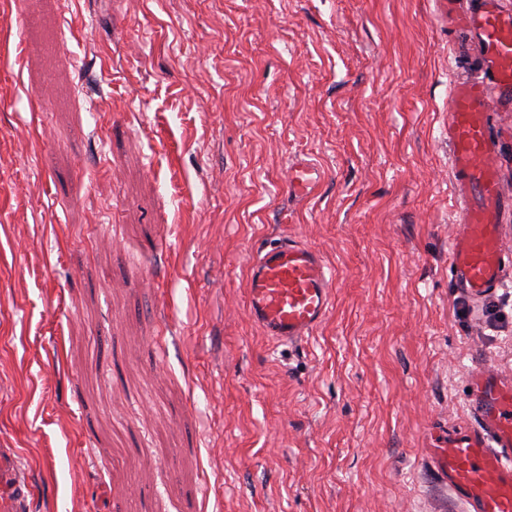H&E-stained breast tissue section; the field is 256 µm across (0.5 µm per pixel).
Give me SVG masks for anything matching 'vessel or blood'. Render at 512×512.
I'll list each match as a JSON object with an SVG mask.
<instances>
[{"label":"vessel or blood","mask_w":512,"mask_h":512,"mask_svg":"<svg viewBox=\"0 0 512 512\" xmlns=\"http://www.w3.org/2000/svg\"><path fill=\"white\" fill-rule=\"evenodd\" d=\"M448 26L473 36L482 50V76L453 82L448 95V146L452 191L462 219L450 245L449 269L458 288L480 299L501 287L512 269L502 246L504 211L498 165L499 137L491 97L512 106V13L501 0H476L465 12L448 10ZM322 172L307 161L291 165L288 192L311 194ZM247 310L276 343H300L326 320L333 307L334 276L323 257L288 239L268 245L253 258L247 278ZM475 427L448 435L431 449L438 477L469 506V512H512V383L476 370L470 382ZM14 456L0 448V498L16 499L21 488Z\"/></svg>","instance_id":"1"}]
</instances>
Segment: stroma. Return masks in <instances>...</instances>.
I'll list each match as a JSON object with an SVG mask.
<instances>
[{
	"label": "stroma",
	"instance_id": "1",
	"mask_svg": "<svg viewBox=\"0 0 512 512\" xmlns=\"http://www.w3.org/2000/svg\"><path fill=\"white\" fill-rule=\"evenodd\" d=\"M438 0H0V448L27 512H468L428 462L512 381V284L448 263ZM325 177L289 197L288 168ZM335 274L277 345L247 269ZM141 459L136 477L115 452ZM247 310L274 343H300L333 307L334 276L308 245L281 239L257 252L247 278Z\"/></svg>",
	"mask_w": 512,
	"mask_h": 512
}]
</instances>
